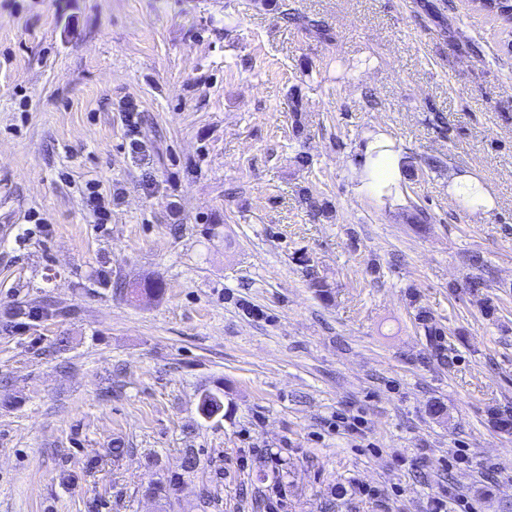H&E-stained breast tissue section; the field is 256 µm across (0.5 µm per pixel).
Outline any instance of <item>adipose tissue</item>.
<instances>
[{"mask_svg":"<svg viewBox=\"0 0 512 512\" xmlns=\"http://www.w3.org/2000/svg\"><path fill=\"white\" fill-rule=\"evenodd\" d=\"M403 163L400 152L383 149L380 138H369L352 166L358 193L378 196L385 187L397 185L403 176Z\"/></svg>","mask_w":512,"mask_h":512,"instance_id":"1","label":"adipose tissue"}]
</instances>
